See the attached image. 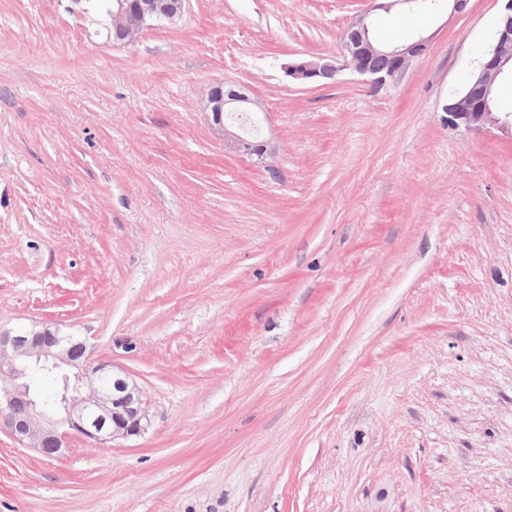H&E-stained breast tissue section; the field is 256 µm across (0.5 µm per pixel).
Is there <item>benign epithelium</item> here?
Instances as JSON below:
<instances>
[{
    "label": "benign epithelium",
    "instance_id": "benign-epithelium-1",
    "mask_svg": "<svg viewBox=\"0 0 512 512\" xmlns=\"http://www.w3.org/2000/svg\"><path fill=\"white\" fill-rule=\"evenodd\" d=\"M102 2L115 40L131 45L149 26L181 19L186 0ZM503 2L495 39L479 62L477 78L462 97L443 108L458 127L491 124L503 130L512 125L511 112H495L490 107L494 86L512 76V0ZM430 40L418 36L391 48L381 47L369 37L367 16L360 15L346 30L343 61L312 56L289 63L284 73L296 82L312 84L351 69L384 86L422 55ZM205 108L212 112L229 148L264 160L262 145L251 136L252 117L259 115L260 102L244 92L226 91L224 84L218 83L209 90ZM36 373L60 379L61 392L52 399L37 395L31 382ZM146 421L137 384L129 375L114 372L107 362H92L83 338L75 339L57 326L36 323L0 332V423L20 446L45 458H57L74 436L106 447L140 435Z\"/></svg>",
    "mask_w": 512,
    "mask_h": 512
}]
</instances>
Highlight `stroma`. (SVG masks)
Here are the masks:
<instances>
[{
  "label": "stroma",
  "instance_id": "35a3bbf8",
  "mask_svg": "<svg viewBox=\"0 0 512 512\" xmlns=\"http://www.w3.org/2000/svg\"><path fill=\"white\" fill-rule=\"evenodd\" d=\"M502 7L188 0L116 45L89 0H0V330L87 336L148 411L52 460L0 429V512H512V133L443 110ZM363 14L426 52L288 81ZM205 108L212 112L214 123L224 136L225 143L238 153L256 155L264 160V147L252 137V116H259L262 109L260 102L250 98L246 93L236 90H224V83L211 87L207 94ZM227 119L228 123L225 122Z\"/></svg>",
  "mask_w": 512,
  "mask_h": 512
}]
</instances>
